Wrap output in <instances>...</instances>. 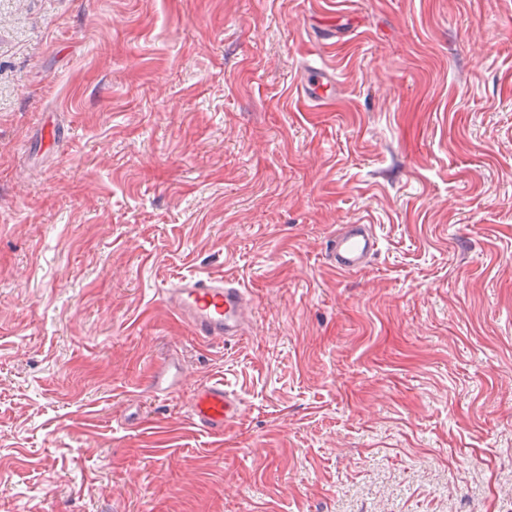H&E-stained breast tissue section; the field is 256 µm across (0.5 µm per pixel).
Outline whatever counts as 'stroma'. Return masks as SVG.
Instances as JSON below:
<instances>
[{"mask_svg":"<svg viewBox=\"0 0 512 512\" xmlns=\"http://www.w3.org/2000/svg\"><path fill=\"white\" fill-rule=\"evenodd\" d=\"M0 512H512V0H0ZM309 77L307 82L302 86L305 97L313 102H319L326 94L331 77L323 67L309 66ZM378 251V239L372 227L351 224L336 235L331 248L333 266L339 272L363 268ZM164 302L207 341L241 336L245 328L246 291L218 276H184L164 293ZM183 368L177 356L161 362L154 370L151 387L157 394L171 395L181 389ZM240 397L224 387V380L200 384L191 397V422L201 432L222 434L224 426L242 415Z\"/></svg>","mask_w":512,"mask_h":512,"instance_id":"35a3bbf8","label":"stroma"}]
</instances>
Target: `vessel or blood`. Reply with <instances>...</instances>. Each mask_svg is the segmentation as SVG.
<instances>
[{
  "label": "vessel or blood",
  "mask_w": 512,
  "mask_h": 512,
  "mask_svg": "<svg viewBox=\"0 0 512 512\" xmlns=\"http://www.w3.org/2000/svg\"><path fill=\"white\" fill-rule=\"evenodd\" d=\"M330 77L321 67H311L303 85L305 97L321 101ZM378 250V239L371 226L351 224L332 243L331 260L340 272L363 268ZM165 303L193 328L196 336L224 340L242 335L245 328L246 292L235 281L218 276H185L164 293ZM183 368L178 357H170L154 370L151 387L155 393L170 395L180 390ZM242 414L240 397L225 388L223 381L200 384L191 397V422L201 432L223 433L225 426Z\"/></svg>",
  "instance_id": "vessel-or-blood-1"
}]
</instances>
